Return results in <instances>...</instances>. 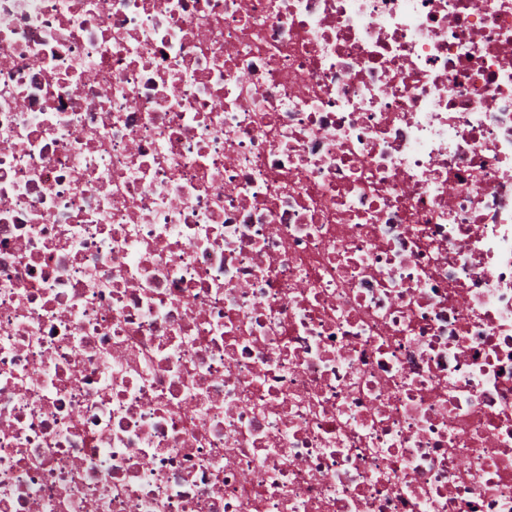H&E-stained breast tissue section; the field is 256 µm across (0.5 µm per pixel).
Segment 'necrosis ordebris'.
I'll return each instance as SVG.
<instances>
[{"instance_id":"obj_1","label":"necrosis or debris","mask_w":512,"mask_h":512,"mask_svg":"<svg viewBox=\"0 0 512 512\" xmlns=\"http://www.w3.org/2000/svg\"><path fill=\"white\" fill-rule=\"evenodd\" d=\"M0 512H512V0H0Z\"/></svg>"}]
</instances>
